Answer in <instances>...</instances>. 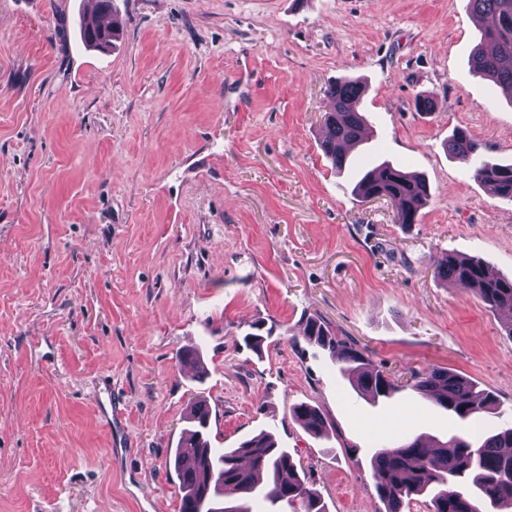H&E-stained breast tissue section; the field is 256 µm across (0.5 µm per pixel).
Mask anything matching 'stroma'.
<instances>
[{
	"label": "stroma",
	"instance_id": "35a3bbf8",
	"mask_svg": "<svg viewBox=\"0 0 512 512\" xmlns=\"http://www.w3.org/2000/svg\"><path fill=\"white\" fill-rule=\"evenodd\" d=\"M116 3L123 35L97 50L79 37L92 0H0V512H179L169 458L200 398L213 446L271 430L327 512H380L378 444L468 425L408 389L358 396L296 340L310 316L392 375L492 392L478 429L512 422L506 315L432 265L512 278V203L445 149L460 128L512 163V100L470 70L467 0ZM345 77L367 138L337 173L321 142ZM384 161L426 180L417 223L353 194ZM300 402L324 437L292 420Z\"/></svg>",
	"mask_w": 512,
	"mask_h": 512
}]
</instances>
